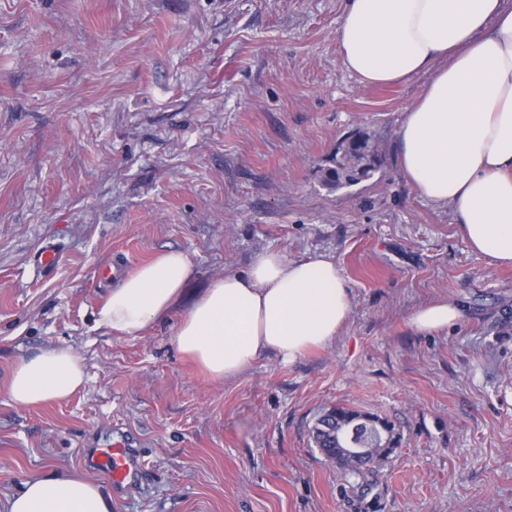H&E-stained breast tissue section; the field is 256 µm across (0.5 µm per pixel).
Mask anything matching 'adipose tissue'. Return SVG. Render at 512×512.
<instances>
[{
    "label": "adipose tissue",
    "mask_w": 512,
    "mask_h": 512,
    "mask_svg": "<svg viewBox=\"0 0 512 512\" xmlns=\"http://www.w3.org/2000/svg\"><path fill=\"white\" fill-rule=\"evenodd\" d=\"M336 39L361 83L428 74L399 125L402 173L426 199L453 206L474 253L512 265V0H349ZM191 275L182 251L158 254L112 289L98 324L141 334L184 300ZM350 309L332 256L268 249L213 279L174 340L210 377L228 380L268 354L290 363L325 348ZM84 381L72 349L48 347L14 365L7 394L32 407L69 398ZM5 512H112V498L83 476L50 473L26 480Z\"/></svg>",
    "instance_id": "1"
}]
</instances>
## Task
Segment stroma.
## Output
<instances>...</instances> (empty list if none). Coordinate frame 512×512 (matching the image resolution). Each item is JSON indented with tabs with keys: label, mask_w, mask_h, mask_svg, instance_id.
Wrapping results in <instances>:
<instances>
[{
	"label": "stroma",
	"mask_w": 512,
	"mask_h": 512,
	"mask_svg": "<svg viewBox=\"0 0 512 512\" xmlns=\"http://www.w3.org/2000/svg\"><path fill=\"white\" fill-rule=\"evenodd\" d=\"M346 0H0V502L30 477L99 480L83 456L130 438L140 483L112 512H512V267L475 254L452 206L399 167L403 109L427 76L368 86L341 62ZM381 141L341 190L338 141ZM57 242L53 272L32 257ZM175 249L191 290L256 254L331 255L351 313L326 348L212 379L177 349L178 314L118 337L95 312ZM461 307L425 334L413 312ZM71 348L70 398L13 405L23 357ZM384 418L396 450L367 494L316 448L330 408ZM384 162L381 145L358 131L337 145L330 164L321 170V178L333 188L355 186L372 179Z\"/></svg>",
	"instance_id": "stroma-1"
}]
</instances>
